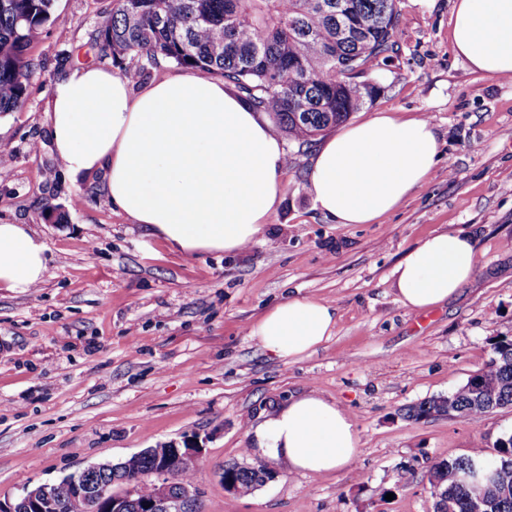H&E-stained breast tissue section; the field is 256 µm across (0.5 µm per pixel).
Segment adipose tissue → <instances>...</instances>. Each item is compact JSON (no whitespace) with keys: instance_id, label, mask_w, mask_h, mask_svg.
<instances>
[{"instance_id":"adipose-tissue-1","label":"adipose tissue","mask_w":512,"mask_h":512,"mask_svg":"<svg viewBox=\"0 0 512 512\" xmlns=\"http://www.w3.org/2000/svg\"><path fill=\"white\" fill-rule=\"evenodd\" d=\"M451 42L470 68L512 79V0H456ZM50 131L72 175L103 172L113 204L186 256L236 253L253 242L280 202L286 155L268 125L223 80L178 73L132 92L96 66L69 68L57 81ZM440 145L423 119L381 112L350 124L318 147L309 174L317 208L338 224H372L434 173ZM47 244L23 224H0V290L44 280ZM470 237L438 231L395 266L398 301L421 312L456 295L474 276ZM333 302L292 297L249 334L283 359L316 350L333 334ZM256 453L289 471L322 475L355 458L351 414L315 391L297 394L252 431Z\"/></svg>"}]
</instances>
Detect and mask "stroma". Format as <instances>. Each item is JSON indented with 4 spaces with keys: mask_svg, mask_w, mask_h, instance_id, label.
Returning <instances> with one entry per match:
<instances>
[{
    "mask_svg": "<svg viewBox=\"0 0 512 512\" xmlns=\"http://www.w3.org/2000/svg\"><path fill=\"white\" fill-rule=\"evenodd\" d=\"M112 6L57 0L29 50L25 105L0 113V142L14 150L0 173V223L29 225L53 256L40 287L0 291V497L190 443L203 450V512H433V464L512 433V408L477 423L406 416L462 385L495 337L512 336V81L456 54L454 0H400L397 52L369 75L382 92L351 119L429 121L442 154L432 178L376 223L338 224L315 206L311 154H293L256 241L186 257L115 207L102 175L71 176L53 149L55 82L77 61L112 66L96 41ZM445 230L471 236L476 274L448 303L407 310L392 271ZM294 294L333 302L338 318L315 352L280 359L249 328ZM309 389L354 418L355 459L331 474L293 473L250 450L264 415ZM244 462L277 477L249 495L225 492L220 472Z\"/></svg>",
    "mask_w": 512,
    "mask_h": 512,
    "instance_id": "35a3bbf8",
    "label": "stroma"
}]
</instances>
